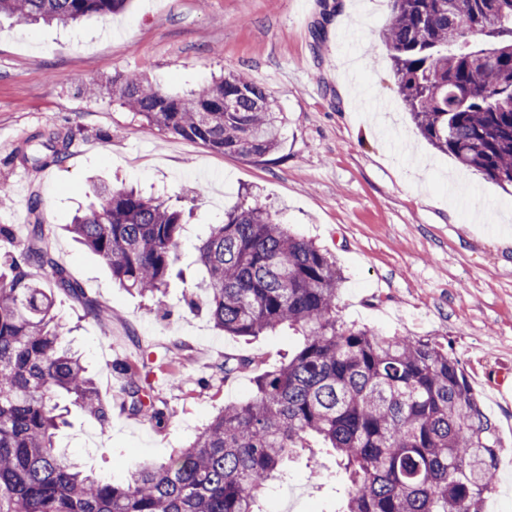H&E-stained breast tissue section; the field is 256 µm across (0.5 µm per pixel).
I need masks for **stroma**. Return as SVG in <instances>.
Returning a JSON list of instances; mask_svg holds the SVG:
<instances>
[{
  "instance_id": "35a3bbf8",
  "label": "stroma",
  "mask_w": 512,
  "mask_h": 512,
  "mask_svg": "<svg viewBox=\"0 0 512 512\" xmlns=\"http://www.w3.org/2000/svg\"><path fill=\"white\" fill-rule=\"evenodd\" d=\"M331 17L322 41L310 28ZM390 0H131L110 18L72 27L0 15V184L11 201L0 225L25 241L38 221L56 262L110 316H86L55 293V313L95 377L109 424L71 410L57 443L106 481L138 463L166 461L221 407L248 397L256 377L294 355L301 338L216 330L195 288L196 247L240 202L260 205L336 258L346 323L441 343L458 360L500 443L485 512H512V188L428 145L400 101L380 33ZM247 73L286 117L277 151L224 155L146 126L112 96V78L138 75L183 95L230 72ZM390 105L389 121L370 109ZM70 135V156L34 169L17 159L36 133ZM122 181L190 211L161 300L117 287L103 261L65 226L93 201L96 182ZM253 363L224 376L228 357ZM149 363L141 384L167 419L123 411L124 366ZM312 477L307 456L270 483L264 512H337L345 479L330 456Z\"/></svg>"
}]
</instances>
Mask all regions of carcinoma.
Returning a JSON list of instances; mask_svg holds the SVG:
<instances>
[{"label": "carcinoma", "mask_w": 512, "mask_h": 512, "mask_svg": "<svg viewBox=\"0 0 512 512\" xmlns=\"http://www.w3.org/2000/svg\"><path fill=\"white\" fill-rule=\"evenodd\" d=\"M128 0H0V13L66 25L122 11ZM382 40L397 93L436 150L512 186V0H392ZM112 96L150 127L208 148L262 159L279 146L283 113L242 72L187 97L135 75ZM21 159L42 168L66 157L69 137L35 136ZM66 230L121 288L156 296L179 258L181 211L123 184ZM201 288L216 328L238 337L286 325L303 337L288 361L261 374L247 399L221 408L196 439L162 464L115 484L56 447L76 408L101 423L109 409L65 342L54 300L32 273L101 319L107 307L59 267L43 225L0 259V512H262L265 487L315 437L349 482L340 512H483L494 491L496 431L460 364L438 342L387 336L339 320L342 275L326 251L262 207L236 206L197 246ZM134 415L166 412L127 367Z\"/></svg>", "instance_id": "1"}]
</instances>
